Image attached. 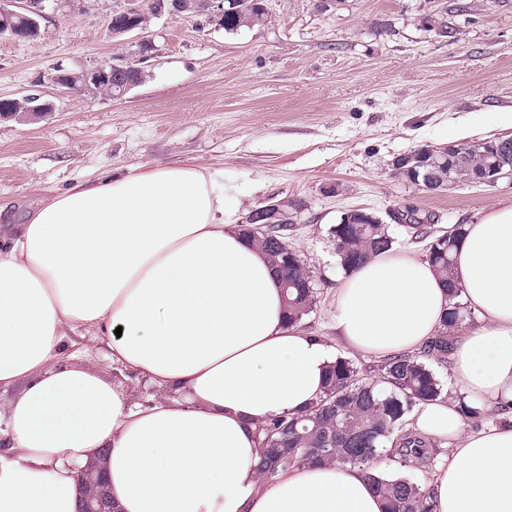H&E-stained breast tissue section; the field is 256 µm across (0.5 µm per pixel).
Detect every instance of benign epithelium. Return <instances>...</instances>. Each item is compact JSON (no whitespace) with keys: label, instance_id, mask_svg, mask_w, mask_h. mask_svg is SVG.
I'll return each instance as SVG.
<instances>
[{"label":"benign epithelium","instance_id":"benign-epithelium-1","mask_svg":"<svg viewBox=\"0 0 512 512\" xmlns=\"http://www.w3.org/2000/svg\"><path fill=\"white\" fill-rule=\"evenodd\" d=\"M201 9L198 14L207 16L211 22L224 21V0H200ZM74 0H0V36H6L15 41H31L41 36L42 22L47 21L52 15L67 6H73ZM145 12L142 0H124L122 13L132 23L125 25L120 32L112 29V20H107L106 34L110 38L126 36L131 33L142 35L141 43L151 44V40L145 36L150 27L151 19L164 14L160 9L148 15ZM133 63H105L96 66H82L73 69L67 74L60 72L62 66L58 65L51 72L43 76V80L54 86L87 94L96 93V88L101 84L112 83V70L131 69ZM14 108L11 112H3L5 116H18L25 112L31 116H45L53 111V104L44 101L38 95H25L10 99ZM483 153L487 160L482 167L470 169L464 180L474 183L493 186L503 178L512 180V153L503 148L502 144L494 141L481 143ZM474 146L463 142L453 143L437 148V151L448 161V185L452 186L460 182V166L467 154ZM437 165L433 152L422 147L395 157L392 162L393 170L402 171L407 179L414 184H423L428 187L434 184V167ZM281 201H269L267 204L253 210L248 217V223L261 228L277 223L282 214ZM92 479L96 488L89 492H82L79 501L78 512H114L107 489L102 468L92 464L80 470V481L86 482Z\"/></svg>","mask_w":512,"mask_h":512}]
</instances>
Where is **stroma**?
<instances>
[{
    "mask_svg": "<svg viewBox=\"0 0 512 512\" xmlns=\"http://www.w3.org/2000/svg\"><path fill=\"white\" fill-rule=\"evenodd\" d=\"M265 25L152 20L154 49L104 33L113 0H76L34 41L0 39V98L40 94L44 117L0 119V222L51 194L139 165L193 163L244 187L240 215L298 212L291 243L321 298L305 334L335 343L343 212L410 207L438 227L512 199V181L426 190L392 170L420 147L512 139V0H263ZM142 61L122 97L38 84L57 63Z\"/></svg>",
    "mask_w": 512,
    "mask_h": 512,
    "instance_id": "1",
    "label": "stroma"
}]
</instances>
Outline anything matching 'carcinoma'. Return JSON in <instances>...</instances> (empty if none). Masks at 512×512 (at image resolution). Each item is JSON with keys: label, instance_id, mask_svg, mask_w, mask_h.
Wrapping results in <instances>:
<instances>
[{"label": "carcinoma", "instance_id": "carcinoma-1", "mask_svg": "<svg viewBox=\"0 0 512 512\" xmlns=\"http://www.w3.org/2000/svg\"><path fill=\"white\" fill-rule=\"evenodd\" d=\"M224 8L226 32L267 22L262 0H226ZM139 80V72L133 69L112 74V94L120 95ZM404 228L424 244L425 259L448 290L449 311L441 330L420 351L389 358L375 370L351 357L339 358L329 368L322 395L308 409L258 424L263 436L258 467L262 474L272 476L312 463L357 466L386 499L387 512H433L428 487L403 477L386 479L377 470L376 460L386 456L402 468L426 469L441 454L432 438L410 427V415L416 406L443 394L432 364H448L455 332L466 319L459 302L462 289L451 276L453 252L464 225L427 228L413 223ZM295 230L294 224H277L263 233L248 229L245 233L262 246L280 281L288 284V320L298 326L314 312L320 292L312 270L288 243ZM332 237L347 273L394 243L386 224H336ZM390 441L395 447L385 446Z\"/></svg>", "mask_w": 512, "mask_h": 512}]
</instances>
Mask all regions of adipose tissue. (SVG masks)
I'll return each mask as SVG.
<instances>
[{"instance_id":"adipose-tissue-1","label":"adipose tissue","mask_w":512,"mask_h":512,"mask_svg":"<svg viewBox=\"0 0 512 512\" xmlns=\"http://www.w3.org/2000/svg\"><path fill=\"white\" fill-rule=\"evenodd\" d=\"M241 193L205 167L135 166L40 201L0 240V512H76L98 455L118 512H384L358 467L261 476L257 426L315 401L341 347L417 349L448 293L427 260L387 251L337 287L339 345L306 335L243 233ZM453 276L480 318L451 355L461 395L510 402L512 202L466 225ZM102 343L156 401L81 364ZM413 419L446 442L434 512H512V427L466 429L445 396Z\"/></svg>"}]
</instances>
